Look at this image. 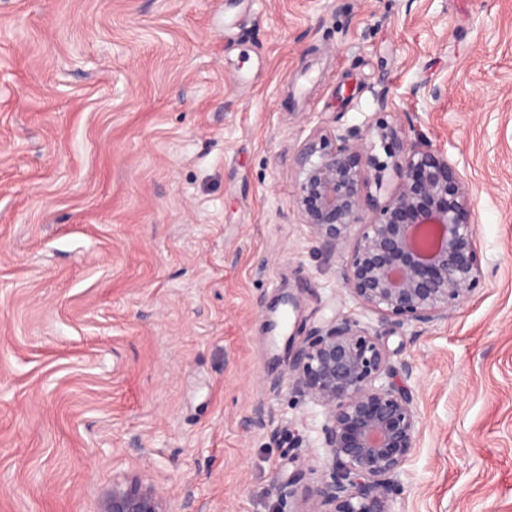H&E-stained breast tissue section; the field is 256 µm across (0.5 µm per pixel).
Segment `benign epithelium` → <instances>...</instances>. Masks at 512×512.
<instances>
[{"label": "benign epithelium", "mask_w": 512, "mask_h": 512, "mask_svg": "<svg viewBox=\"0 0 512 512\" xmlns=\"http://www.w3.org/2000/svg\"><path fill=\"white\" fill-rule=\"evenodd\" d=\"M388 145L397 186L380 203L371 178L387 165L366 140ZM293 204L313 235L333 248L359 228L342 279L382 324L432 323L471 300L483 276L472 187L444 150L383 121L362 130H318L297 155ZM289 379L324 410L329 458L305 512H394L421 429L406 385L395 380L377 329L336 319L295 350ZM101 512H168L138 478L117 481Z\"/></svg>", "instance_id": "7a95c632"}]
</instances>
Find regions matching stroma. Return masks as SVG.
I'll return each mask as SVG.
<instances>
[{"instance_id":"stroma-1","label":"stroma","mask_w":512,"mask_h":512,"mask_svg":"<svg viewBox=\"0 0 512 512\" xmlns=\"http://www.w3.org/2000/svg\"><path fill=\"white\" fill-rule=\"evenodd\" d=\"M377 118L457 163L484 271L382 330L422 420L394 510L512 512V0H0V512H98L123 477L305 512L324 415L288 340L376 317L295 157Z\"/></svg>"}]
</instances>
